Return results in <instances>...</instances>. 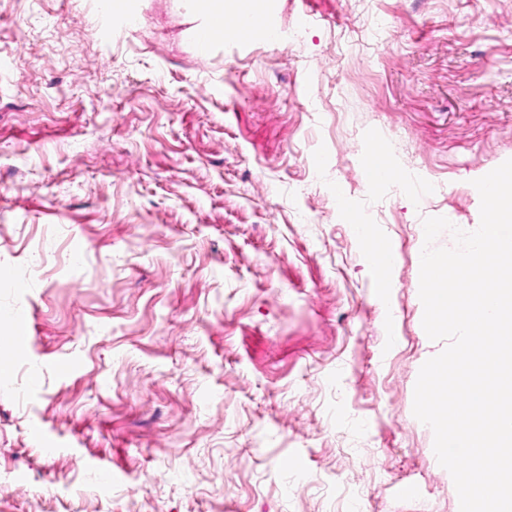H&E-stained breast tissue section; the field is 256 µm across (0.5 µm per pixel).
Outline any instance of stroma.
Returning a JSON list of instances; mask_svg holds the SVG:
<instances>
[{
    "label": "stroma",
    "instance_id": "1",
    "mask_svg": "<svg viewBox=\"0 0 512 512\" xmlns=\"http://www.w3.org/2000/svg\"><path fill=\"white\" fill-rule=\"evenodd\" d=\"M125 9L0 0V512H458L422 221L512 159V0H266L297 45L205 50ZM363 240L366 251L371 252L374 261L377 263V266H382L386 271H388L395 260V252L393 248L381 243H379L378 246L375 243L378 241L374 240L371 236H368L365 233L363 234Z\"/></svg>",
    "mask_w": 512,
    "mask_h": 512
}]
</instances>
